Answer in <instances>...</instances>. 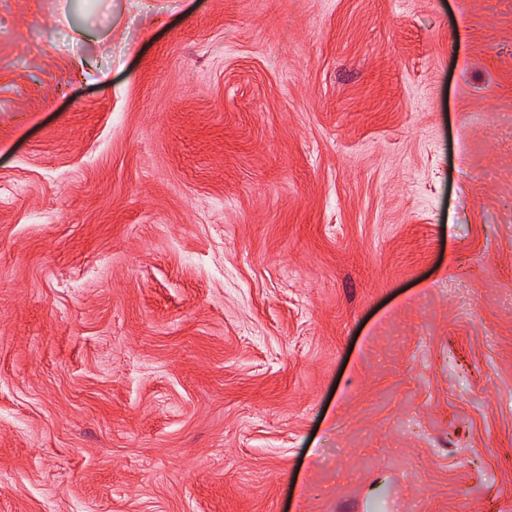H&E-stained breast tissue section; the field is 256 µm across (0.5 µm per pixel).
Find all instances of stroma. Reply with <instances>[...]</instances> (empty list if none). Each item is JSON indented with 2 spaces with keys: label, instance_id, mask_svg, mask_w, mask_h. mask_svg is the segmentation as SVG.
I'll use <instances>...</instances> for the list:
<instances>
[{
  "label": "stroma",
  "instance_id": "stroma-1",
  "mask_svg": "<svg viewBox=\"0 0 512 512\" xmlns=\"http://www.w3.org/2000/svg\"><path fill=\"white\" fill-rule=\"evenodd\" d=\"M152 4L0 0V512H512V0Z\"/></svg>",
  "mask_w": 512,
  "mask_h": 512
}]
</instances>
